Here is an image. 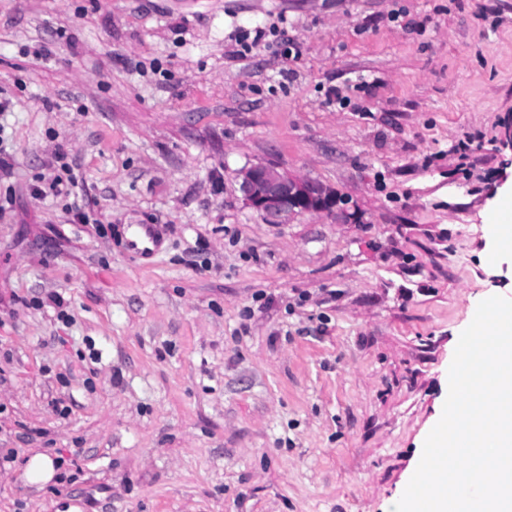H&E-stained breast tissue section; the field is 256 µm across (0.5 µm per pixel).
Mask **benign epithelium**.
<instances>
[{
	"label": "benign epithelium",
	"instance_id": "1",
	"mask_svg": "<svg viewBox=\"0 0 512 512\" xmlns=\"http://www.w3.org/2000/svg\"><path fill=\"white\" fill-rule=\"evenodd\" d=\"M244 205L266 224H287L301 214L339 211L347 222L356 213L341 204L336 189L314 179L292 176L273 164L259 163L236 172Z\"/></svg>",
	"mask_w": 512,
	"mask_h": 512
}]
</instances>
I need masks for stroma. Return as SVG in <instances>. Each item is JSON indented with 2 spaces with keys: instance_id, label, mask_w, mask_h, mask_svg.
<instances>
[{
  "instance_id": "35a3bbf8",
  "label": "stroma",
  "mask_w": 512,
  "mask_h": 512,
  "mask_svg": "<svg viewBox=\"0 0 512 512\" xmlns=\"http://www.w3.org/2000/svg\"><path fill=\"white\" fill-rule=\"evenodd\" d=\"M4 100L0 512H388L512 298V0H0ZM268 162L356 221L263 223ZM488 225L492 230L494 239V250L489 255L490 261L502 257L512 247V213L511 209L500 207L490 214ZM56 474L53 459L42 452L32 455L24 469V477L33 485L45 486Z\"/></svg>"
}]
</instances>
